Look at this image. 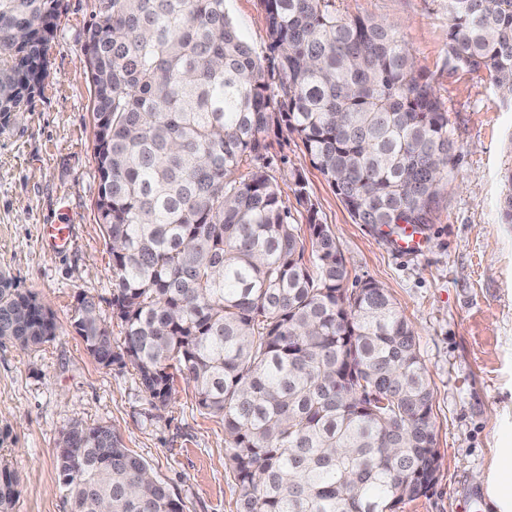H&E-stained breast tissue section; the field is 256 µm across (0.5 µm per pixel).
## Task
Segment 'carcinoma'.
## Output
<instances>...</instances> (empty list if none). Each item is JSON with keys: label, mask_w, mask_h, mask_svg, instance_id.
<instances>
[{"label": "carcinoma", "mask_w": 512, "mask_h": 512, "mask_svg": "<svg viewBox=\"0 0 512 512\" xmlns=\"http://www.w3.org/2000/svg\"><path fill=\"white\" fill-rule=\"evenodd\" d=\"M264 68L224 0H98L87 29L97 202L112 253L116 342L101 315L77 308L87 352L137 370L154 406L175 377L224 420L237 512H394L435 485L432 389L415 332L385 288L348 287L329 228L309 236L269 172L285 128L357 224H428L459 154L448 111L396 31L336 0H260ZM61 0H0V119L28 104L47 61L39 33ZM448 59L488 75L512 103V0H448ZM250 167L238 176L241 165ZM499 212L512 224V167ZM311 251H306L305 239ZM49 312L0 277V340L51 341ZM56 454L71 512H183L168 487L105 425L74 424ZM17 480L0 466V512Z\"/></svg>", "instance_id": "cac0c4a2"}]
</instances>
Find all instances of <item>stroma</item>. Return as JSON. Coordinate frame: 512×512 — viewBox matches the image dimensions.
I'll list each match as a JSON object with an SVG mask.
<instances>
[{
  "label": "stroma",
  "mask_w": 512,
  "mask_h": 512,
  "mask_svg": "<svg viewBox=\"0 0 512 512\" xmlns=\"http://www.w3.org/2000/svg\"><path fill=\"white\" fill-rule=\"evenodd\" d=\"M343 7L393 25L448 110L461 158L437 195L424 246L403 254L390 226L355 223L295 135L274 138L270 172L292 223L316 214L335 235L350 281L386 288L416 332L441 466L432 493L396 512H490L483 480L495 448L512 435V224L499 221L502 173L512 166V107L486 73L449 62L448 0H343ZM224 9L263 65L276 67L259 0H225ZM95 12L96 0H63L41 92L0 125V274L34 293L57 322L55 338L39 349L0 343V460L18 477L12 512H68L56 448L75 423L110 426L184 512H237L241 488L224 460V423L200 410L193 387L176 379L169 404L155 407L132 366L98 364L73 327L85 296L112 332L121 330L96 208L84 52ZM51 224L70 226L64 247L48 241Z\"/></svg>",
  "instance_id": "obj_1"
}]
</instances>
